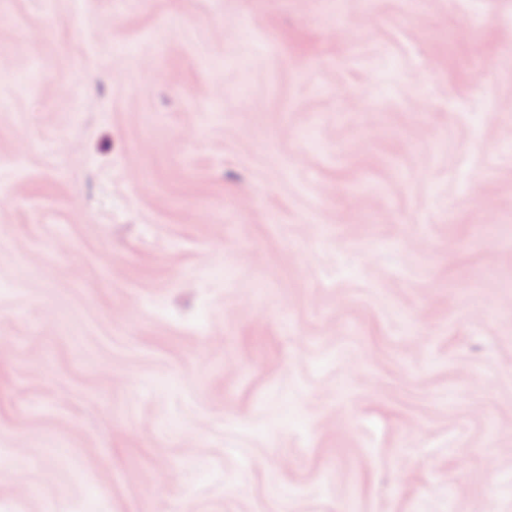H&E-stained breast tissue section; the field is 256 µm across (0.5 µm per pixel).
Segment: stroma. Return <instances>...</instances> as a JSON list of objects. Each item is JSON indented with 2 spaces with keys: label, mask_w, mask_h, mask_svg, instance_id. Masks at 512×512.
<instances>
[{
  "label": "stroma",
  "mask_w": 512,
  "mask_h": 512,
  "mask_svg": "<svg viewBox=\"0 0 512 512\" xmlns=\"http://www.w3.org/2000/svg\"><path fill=\"white\" fill-rule=\"evenodd\" d=\"M0 512H512V0H0Z\"/></svg>",
  "instance_id": "35a3bbf8"
}]
</instances>
